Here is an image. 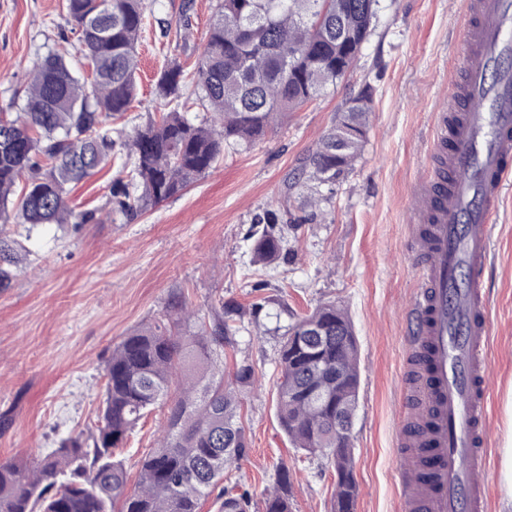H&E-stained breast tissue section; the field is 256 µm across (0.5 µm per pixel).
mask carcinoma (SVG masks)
<instances>
[{
	"label": "carcinoma",
	"instance_id": "cac0c4a2",
	"mask_svg": "<svg viewBox=\"0 0 512 512\" xmlns=\"http://www.w3.org/2000/svg\"><path fill=\"white\" fill-rule=\"evenodd\" d=\"M378 0H218L203 51L193 67L173 61L157 89L173 109L126 132L106 128L127 111L136 92L137 43L144 30L143 0H68L90 79L77 77L59 54L36 61L25 87V110L0 117V222L87 224L68 186L92 174L85 160L118 161L127 179L112 183L113 210L133 215L179 195L210 172L231 146L250 145L336 85L357 63ZM189 91L212 111L194 124L185 116ZM372 92L362 87L357 108L336 114L304 161L305 180L326 185L351 166L367 133ZM253 261L282 258L277 214L254 215ZM12 249L0 239V288L14 277ZM315 321L323 335L298 342V327ZM236 327L220 302L200 314L181 294L164 319L112 346L104 363L103 405L97 427L69 436L49 454L0 460V512H202L213 492L221 512H252L248 493L223 486L231 464L246 457L248 438L237 422V391L253 369L235 365L224 382V345ZM358 342L336 304L297 318L279 351L277 416L294 448L319 453L336 473L331 512H354L357 486L350 440L325 428L336 402L354 418L359 396ZM167 409L161 442L138 462L128 486L125 447L153 409ZM264 512H293L288 468L266 489Z\"/></svg>",
	"mask_w": 512,
	"mask_h": 512
}]
</instances>
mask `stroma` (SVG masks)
<instances>
[{
    "label": "stroma",
    "mask_w": 512,
    "mask_h": 512,
    "mask_svg": "<svg viewBox=\"0 0 512 512\" xmlns=\"http://www.w3.org/2000/svg\"><path fill=\"white\" fill-rule=\"evenodd\" d=\"M182 0H148L138 45L137 94L126 129L163 111L157 81L171 60L202 52L217 0H191L190 34L180 38ZM464 0H380L374 29L350 76L289 113L265 139L226 148L208 174L177 197L134 217L112 210L116 164L70 192L77 226L0 224L15 248L14 277L0 288V459L34 458L73 432L94 428L102 369L114 343L162 317L174 293L206 310L223 300L237 327L227 366L255 372L239 393L246 458L227 475L234 491L261 504L287 467L293 512H330L335 479L326 458L294 451L277 417L278 354L295 316L324 303L345 309L359 340L361 385L352 429L355 512H401L396 475L400 391L408 348L405 311L419 284L410 222L414 193L431 170V140L448 87L458 76ZM51 52L81 66L67 0H0V113L18 115L32 64ZM373 88L367 135L350 170L323 187L309 220L307 189H288L302 159L363 85ZM275 210L287 260L252 263L251 220ZM486 274L491 321L487 512H507L502 469L512 437V185L494 217ZM155 409L120 456L129 481L165 423Z\"/></svg>",
    "instance_id": "obj_1"
}]
</instances>
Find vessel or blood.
<instances>
[{"instance_id":"1","label":"vessel or blood","mask_w":512,"mask_h":512,"mask_svg":"<svg viewBox=\"0 0 512 512\" xmlns=\"http://www.w3.org/2000/svg\"><path fill=\"white\" fill-rule=\"evenodd\" d=\"M457 41L462 82L449 88L436 125L440 162L415 191L419 286L407 310V340L425 354V379L405 402L428 408L426 436H401L403 512H485L490 324L484 274L497 211L512 180V0H465ZM434 458L422 468L411 450Z\"/></svg>"}]
</instances>
